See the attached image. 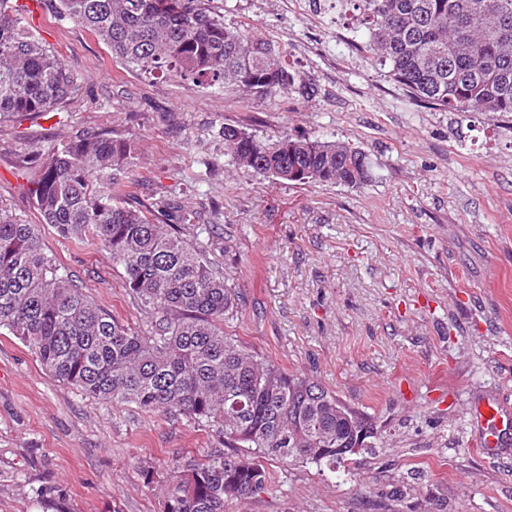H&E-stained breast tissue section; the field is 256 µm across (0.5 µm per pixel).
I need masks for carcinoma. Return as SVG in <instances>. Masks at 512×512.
<instances>
[{"label": "carcinoma", "mask_w": 512, "mask_h": 512, "mask_svg": "<svg viewBox=\"0 0 512 512\" xmlns=\"http://www.w3.org/2000/svg\"><path fill=\"white\" fill-rule=\"evenodd\" d=\"M213 0H58V20L102 41L112 60L142 74L175 72L195 84L231 88L241 101L294 85L272 42L224 23ZM364 51L416 102L463 116L512 114V0H355ZM17 0H0V120L57 111L78 92L57 52L24 25ZM236 163L277 181L363 185V150L340 140L279 136L268 142L231 127ZM134 138L110 130L59 143L25 160L40 223L77 244L103 245L125 286L151 317L142 336L91 300L43 252L37 225L0 209V328L42 367L83 394L148 412L184 415L224 436L227 448L170 469L164 512H224L269 491L263 461L343 466L371 416L346 407L319 383L288 373L224 332L236 293L196 239L230 245L195 211L156 210L136 185Z\"/></svg>", "instance_id": "obj_1"}]
</instances>
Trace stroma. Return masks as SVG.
<instances>
[{"instance_id": "35a3bbf8", "label": "stroma", "mask_w": 512, "mask_h": 512, "mask_svg": "<svg viewBox=\"0 0 512 512\" xmlns=\"http://www.w3.org/2000/svg\"><path fill=\"white\" fill-rule=\"evenodd\" d=\"M214 0L270 39L295 76L248 104L113 61L52 9L32 24L76 76L58 116L0 123V208L37 223L19 171L36 151L107 129L139 145L141 198L178 201L230 231L215 253L240 296L225 331L376 421L382 448L345 470L266 461L270 492L226 512H512V440L474 443L470 414L512 411V115L414 102L361 52L356 0ZM259 140L340 139L365 151L361 186L277 182L236 165L224 127ZM44 251L98 305L148 332L123 270L96 244L41 228ZM184 416L87 397L0 329V512H163L169 467L223 452ZM152 471L145 483L144 471Z\"/></svg>"}]
</instances>
